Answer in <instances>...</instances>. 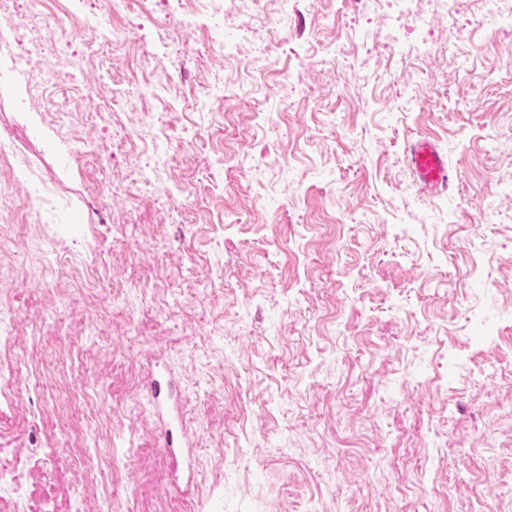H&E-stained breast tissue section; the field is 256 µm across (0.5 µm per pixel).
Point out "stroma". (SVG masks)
I'll return each instance as SVG.
<instances>
[{"label":"stroma","instance_id":"obj_1","mask_svg":"<svg viewBox=\"0 0 512 512\" xmlns=\"http://www.w3.org/2000/svg\"><path fill=\"white\" fill-rule=\"evenodd\" d=\"M104 2L20 0L81 84L0 66V444L30 504L512 512V23ZM418 137L448 194L416 187ZM152 367L192 470L158 449ZM406 161L421 192L438 195L449 191L453 175L448 161L436 144L429 138L408 142Z\"/></svg>","mask_w":512,"mask_h":512}]
</instances>
